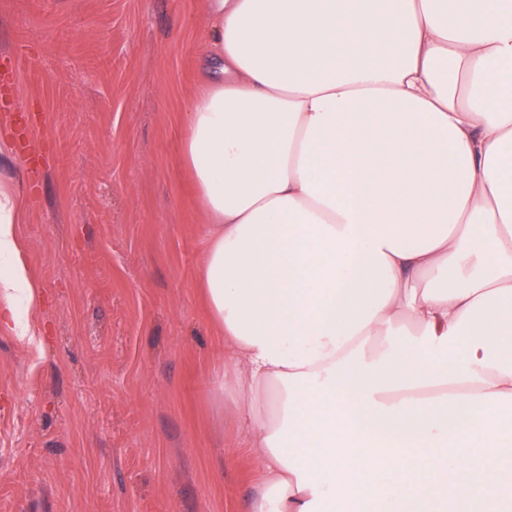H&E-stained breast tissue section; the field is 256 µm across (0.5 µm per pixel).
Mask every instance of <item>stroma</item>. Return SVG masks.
<instances>
[{"instance_id":"obj_1","label":"stroma","mask_w":512,"mask_h":512,"mask_svg":"<svg viewBox=\"0 0 512 512\" xmlns=\"http://www.w3.org/2000/svg\"><path fill=\"white\" fill-rule=\"evenodd\" d=\"M209 9L0 0V73L34 120L0 122V180L42 298L33 336L0 327V512H248L260 468L181 159Z\"/></svg>"}]
</instances>
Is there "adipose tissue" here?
Listing matches in <instances>:
<instances>
[{"mask_svg": "<svg viewBox=\"0 0 512 512\" xmlns=\"http://www.w3.org/2000/svg\"><path fill=\"white\" fill-rule=\"evenodd\" d=\"M212 4L182 162L251 512H512V0Z\"/></svg>", "mask_w": 512, "mask_h": 512, "instance_id": "ef3b65f1", "label": "adipose tissue"}]
</instances>
